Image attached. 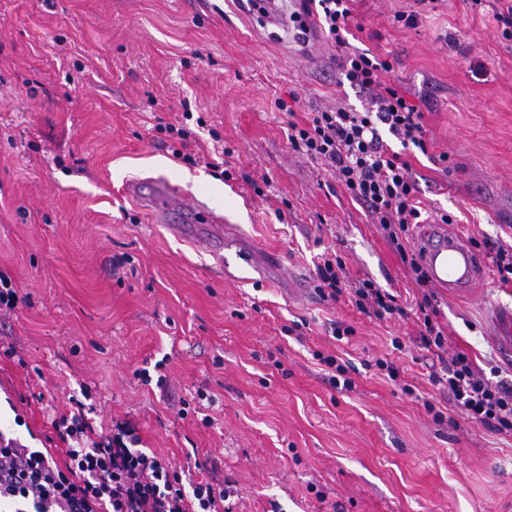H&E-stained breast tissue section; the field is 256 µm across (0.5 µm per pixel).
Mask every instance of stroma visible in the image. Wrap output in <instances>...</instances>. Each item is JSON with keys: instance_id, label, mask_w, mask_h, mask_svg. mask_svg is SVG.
<instances>
[{"instance_id": "1", "label": "stroma", "mask_w": 512, "mask_h": 512, "mask_svg": "<svg viewBox=\"0 0 512 512\" xmlns=\"http://www.w3.org/2000/svg\"><path fill=\"white\" fill-rule=\"evenodd\" d=\"M351 9L352 48L389 61L387 83L423 112L428 151L408 159L424 210L512 245V40L492 0ZM338 55L248 0H0V275L19 299L0 310V432L62 465L56 419L83 413L95 440L131 422L143 451L228 489L226 512H512V436L463 418L429 382L409 272L288 142L289 122L368 106ZM156 178L276 253L305 298L241 270L235 249L216 257L150 223L129 188ZM323 253L402 314L321 300ZM485 283L476 298L438 293L436 320L448 354L507 373L489 314L512 305V281L490 263ZM337 322L354 335L335 339ZM328 355L354 364L352 389L329 383Z\"/></svg>"}]
</instances>
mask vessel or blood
I'll return each mask as SVG.
<instances>
[{
    "mask_svg": "<svg viewBox=\"0 0 512 512\" xmlns=\"http://www.w3.org/2000/svg\"><path fill=\"white\" fill-rule=\"evenodd\" d=\"M140 199L153 212L159 224L193 223L198 216H205L207 231L199 235L197 241L207 250H214L221 243L235 247L233 239L227 236L228 229L224 227L222 217L205 213L202 202L186 198L178 184L166 179L152 181L147 183L146 191ZM420 247L425 269L434 286L446 289L454 297L475 293L481 275V261L472 247L462 239L446 233L438 224L428 226ZM236 249L243 267L269 271L279 265L278 258L273 254L250 247ZM492 322L498 346L502 351L512 354V307H496Z\"/></svg>",
    "mask_w": 512,
    "mask_h": 512,
    "instance_id": "1",
    "label": "vessel or blood"
}]
</instances>
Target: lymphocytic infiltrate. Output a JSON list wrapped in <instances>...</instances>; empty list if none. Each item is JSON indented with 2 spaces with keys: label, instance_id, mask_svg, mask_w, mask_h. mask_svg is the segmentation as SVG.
Wrapping results in <instances>:
<instances>
[{
  "label": "lymphocytic infiltrate",
  "instance_id": "lymphocytic-infiltrate-1",
  "mask_svg": "<svg viewBox=\"0 0 512 512\" xmlns=\"http://www.w3.org/2000/svg\"><path fill=\"white\" fill-rule=\"evenodd\" d=\"M351 0H300L291 20L300 33L319 28L343 54L337 67L350 86L370 95L364 111L323 110L308 123L288 125L291 147L328 167L372 223L381 226L421 293L418 340L425 350H443L442 326L429 314L435 294L419 254L408 240L422 212L417 182L402 152L426 151L421 109L381 79L389 61L368 52L349 51ZM401 144L394 151L379 128ZM317 290L326 300L352 296L357 308L383 319L399 313L394 295L369 279L350 282L341 258L327 257L316 267ZM430 383L447 389L453 408L494 434L512 435V384L493 383L462 353L441 369L430 371ZM60 437L72 440L68 460L58 465L49 452L30 448L0 434V512H217L212 485L185 489L167 462L137 449L133 428L119 426L100 441L88 437L81 414L55 425Z\"/></svg>",
  "mask_w": 512,
  "mask_h": 512
}]
</instances>
